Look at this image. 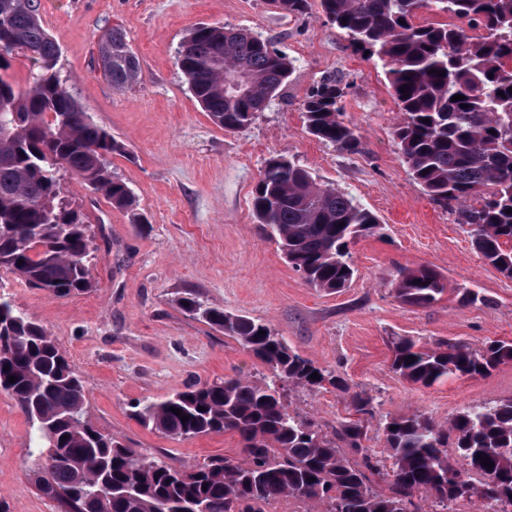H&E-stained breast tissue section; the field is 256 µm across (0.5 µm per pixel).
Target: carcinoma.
<instances>
[{
  "label": "carcinoma",
  "instance_id": "cac0c4a2",
  "mask_svg": "<svg viewBox=\"0 0 512 512\" xmlns=\"http://www.w3.org/2000/svg\"><path fill=\"white\" fill-rule=\"evenodd\" d=\"M276 3L288 15L310 7L309 0ZM319 5L356 52L385 68L400 112L393 139L413 178L434 204L469 227L483 258L512 278V0ZM433 7L466 26L416 22ZM470 29L482 34L473 37ZM100 43L110 45L108 53L98 52L112 87L139 80L141 64L122 29L111 28ZM183 44L177 65L210 119L226 130L247 126L294 72L292 61L269 43L223 25L197 26ZM1 47L0 269L55 297L80 295L95 287L90 263L99 245L80 207L60 197V176L68 172L112 207L131 211L133 193L108 163L124 148L58 78L60 48L41 23L38 0H0ZM18 53L30 62L22 87L8 73ZM455 95L465 99L454 101ZM342 96V79L325 76L304 100L303 113L309 133L356 154L361 136L341 119ZM253 212L305 282L333 293L355 275L349 245L380 229L352 196L279 156L265 162ZM392 285L401 303L420 308L447 291L445 278L429 266L399 269ZM179 305L224 330L267 373L257 380L197 381L161 401H136L131 415L177 439L232 433L238 458L176 467L101 432L87 416L82 380L53 336L0 293V391L30 426L27 463L38 490L62 512H266L282 499L304 504L303 512H405L406 505L422 512L423 497L432 512H452L461 499L481 503L486 512H512V397L466 407L446 425L422 413L390 418L382 424L391 460L386 470L364 445L375 416L371 397L353 394L357 418L324 432L288 410L284 391L346 388L336 371L293 351L266 324L194 294ZM508 362L512 340H492L480 350L462 342L392 341L391 369L424 386L450 376H485ZM450 444L466 466L448 456ZM483 456L494 466L481 464Z\"/></svg>",
  "mask_w": 512,
  "mask_h": 512
}]
</instances>
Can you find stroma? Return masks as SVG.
Returning a JSON list of instances; mask_svg holds the SVG:
<instances>
[{
    "mask_svg": "<svg viewBox=\"0 0 512 512\" xmlns=\"http://www.w3.org/2000/svg\"><path fill=\"white\" fill-rule=\"evenodd\" d=\"M39 3L73 96L124 147L109 162L132 189L136 210L113 208L62 174V197L82 209L103 242L93 265L96 288L60 299L4 269L0 285L45 326L81 376L88 415L101 431L178 467L239 457L232 434L171 438L130 416L136 400L265 370L235 339L185 314L177 299L187 293L268 323L300 355L344 379L342 390L295 388L287 395L293 413L323 430L352 416L351 393L371 396L376 417L368 446L381 456L385 416L423 413L445 425L464 407L512 397V363L429 387L390 367L395 336L474 349L512 340V278L491 266L412 178L393 139L399 112L384 68L354 52L320 7L286 16L272 0ZM203 24L247 29L293 62L279 96L244 128L214 124L176 64L187 31ZM115 26L143 70L141 81L123 89L105 79L98 56L100 38ZM327 74L343 78L342 117L359 131L360 153L338 152L306 128L302 103ZM277 155L353 195L383 226L381 235L352 245L357 274L340 292L309 288L258 226L252 192L265 160ZM421 265L445 276L447 292L427 308L399 303L391 287L397 270ZM467 291L478 301L462 303ZM29 432L16 402L0 393V502L7 512H58L26 465Z\"/></svg>",
    "mask_w": 512,
    "mask_h": 512,
    "instance_id": "stroma-1",
    "label": "stroma"
}]
</instances>
